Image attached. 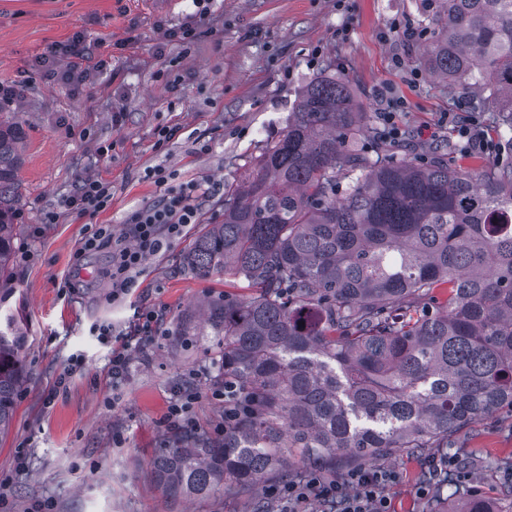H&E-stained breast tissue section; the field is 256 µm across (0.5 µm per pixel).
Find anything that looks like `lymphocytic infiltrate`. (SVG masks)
Returning a JSON list of instances; mask_svg holds the SVG:
<instances>
[{
    "label": "lymphocytic infiltrate",
    "instance_id": "f902f5d3",
    "mask_svg": "<svg viewBox=\"0 0 512 512\" xmlns=\"http://www.w3.org/2000/svg\"><path fill=\"white\" fill-rule=\"evenodd\" d=\"M93 54L85 35L79 31L65 42L49 46L36 58L35 66L47 79L78 87L104 67L103 62L93 61ZM151 174L157 185L165 187V194L135 213L122 230L109 224L90 225L76 252L81 260L111 251L112 295L116 298L131 292L149 257L168 250L184 236L188 226L200 223L203 199L224 190L223 181L215 179L192 180L179 188H168L169 174L161 165L153 168ZM391 478V473L366 469L354 471L344 479L313 473L302 481L283 483L278 496L284 512H293L296 504L309 499L326 505L327 512H389L382 487Z\"/></svg>",
    "mask_w": 512,
    "mask_h": 512
}]
</instances>
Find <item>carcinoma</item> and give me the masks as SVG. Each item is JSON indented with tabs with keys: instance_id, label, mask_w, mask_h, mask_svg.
I'll return each mask as SVG.
<instances>
[{
	"instance_id": "carcinoma-1",
	"label": "carcinoma",
	"mask_w": 512,
	"mask_h": 512,
	"mask_svg": "<svg viewBox=\"0 0 512 512\" xmlns=\"http://www.w3.org/2000/svg\"><path fill=\"white\" fill-rule=\"evenodd\" d=\"M433 29L425 64L481 90L512 145V0H422ZM382 138L348 86L313 78L251 175L224 197V223L182 256L251 294L184 313L179 336L218 337L216 383L251 401L218 440L174 436L152 462L172 500L237 495L286 477L299 456L388 457L441 448L512 407V162L451 167L435 157L358 149ZM22 125L0 122V299L10 294ZM348 180L339 191L340 180ZM448 293L434 312L420 301ZM23 332L0 328V434L15 412ZM448 512H495L470 498Z\"/></svg>"
}]
</instances>
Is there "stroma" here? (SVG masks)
Returning a JSON list of instances; mask_svg holds the SVG:
<instances>
[{
  "instance_id": "35a3bbf8",
  "label": "stroma",
  "mask_w": 512,
  "mask_h": 512,
  "mask_svg": "<svg viewBox=\"0 0 512 512\" xmlns=\"http://www.w3.org/2000/svg\"><path fill=\"white\" fill-rule=\"evenodd\" d=\"M419 3L211 0L191 45L164 46L157 22L179 24L191 0L171 8L150 0H0V82L22 87L0 118L20 121L26 132L13 291L0 302V314H13L24 329L25 381L0 438V512H39L44 504L51 512H251L247 494L170 500L150 476L172 432L176 392L196 393L198 430L214 437L224 425V404L213 397L216 337L177 333L187 309L247 293L243 282L220 272L200 278L180 262L202 224L223 223V197L204 201L202 224L150 257L124 298L112 297L108 252L86 257L79 269L74 255L88 225L122 229L160 198L165 187L147 176L156 165L171 171L172 187L210 178L235 187L319 75L346 81L374 118L388 100L404 102L402 138L389 150L479 165L476 156L449 153L457 136L442 123L445 114L472 111L477 92L435 80L424 64L430 34L404 33L417 27ZM77 31L110 48L95 82L76 92L43 79L31 64ZM116 112L123 115L118 125ZM168 127L176 135L158 149V132ZM88 175L109 181L112 199L104 210L79 215L67 200ZM150 310L163 315L159 331L132 347L127 376L113 382L110 345L99 330L131 332L134 313ZM76 357L83 366L73 371ZM447 452L459 457L467 479L433 484L425 495L423 455L397 450L368 461L393 475L383 488L390 512L443 510L470 497L512 512L511 410L457 431Z\"/></svg>"
}]
</instances>
